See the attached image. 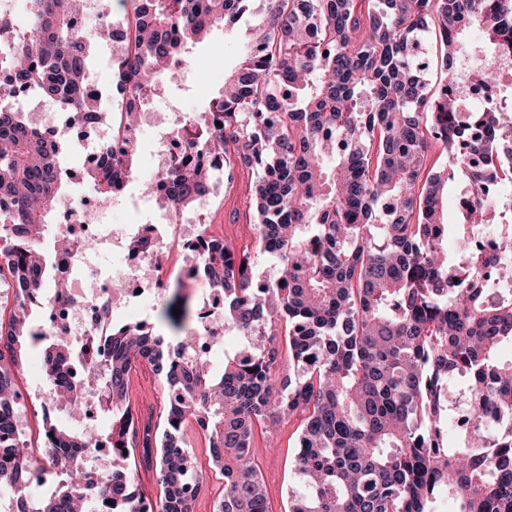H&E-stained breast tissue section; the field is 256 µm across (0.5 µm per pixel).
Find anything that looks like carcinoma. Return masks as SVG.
<instances>
[{"mask_svg":"<svg viewBox=\"0 0 512 512\" xmlns=\"http://www.w3.org/2000/svg\"><path fill=\"white\" fill-rule=\"evenodd\" d=\"M255 1L262 21L240 66L203 110L177 119L185 153L163 162L166 183L144 184L177 216L212 185L201 157L231 150L257 172L256 249L280 275L256 280L251 252L216 236L189 273L223 293L224 328L246 340L213 373L208 356L196 355L207 340L199 318L190 344L146 322L114 327L104 347L92 345V365L80 345L35 332L46 302L33 294L50 280L66 293L37 241L66 195L59 157L69 144L31 129L13 100L33 86L73 118L104 121L85 82L99 42L76 33L85 0H26L21 29L0 14V199L9 202L0 209V278L13 284L0 304V475L17 485L16 512H81L96 490L125 512H194L191 488L203 474L186 431L201 418L224 484L218 512H269L254 431L286 419L299 421L300 490L288 492V512H438L441 499L452 512H512V358L501 357L512 345V289L481 277L512 262V225L490 250L472 246L460 266L445 244L448 175L433 156L443 145L465 179L471 203L458 233L512 214V198L492 193L512 186V0H119L122 21L105 19L99 33L122 47L112 77L126 116L141 115L143 90L192 64L191 50ZM430 21L449 78L437 96L418 66ZM484 85L501 86L499 98L478 112L461 108L469 87ZM98 154L83 178L105 203L139 170V150L116 154L106 141ZM30 343L43 346L51 380L65 358L81 379L102 377L111 418L91 435L43 417L60 481L36 498L26 493L29 441L15 428V374ZM145 356L164 388L157 417L128 400ZM56 399L84 412L69 386ZM462 409L465 429L455 424ZM105 443L155 472L156 499L137 491L124 464L94 485L75 449Z\"/></svg>","mask_w":512,"mask_h":512,"instance_id":"carcinoma-1","label":"carcinoma"}]
</instances>
